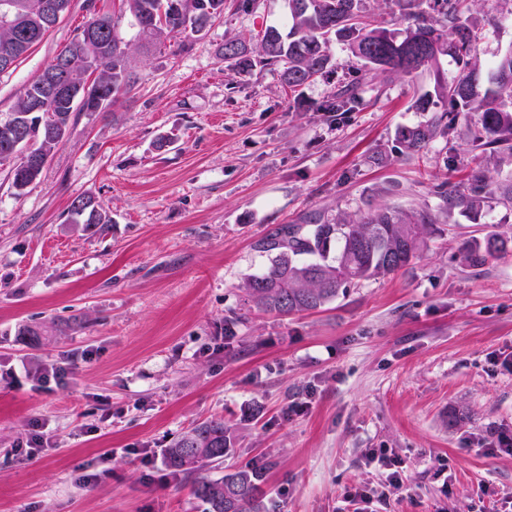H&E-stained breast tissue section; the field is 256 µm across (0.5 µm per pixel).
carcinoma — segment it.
<instances>
[{
    "instance_id": "cac0c4a2",
    "label": "carcinoma",
    "mask_w": 512,
    "mask_h": 512,
    "mask_svg": "<svg viewBox=\"0 0 512 512\" xmlns=\"http://www.w3.org/2000/svg\"><path fill=\"white\" fill-rule=\"evenodd\" d=\"M134 17L140 37L156 44L175 35L204 32L224 15V0H123ZM408 20L404 32L377 26L365 13L363 0H288L292 24L287 35L275 26L249 46L237 39L224 42V60L240 76L249 75L256 62L279 66L282 82L290 90L327 73L331 45L338 42L367 71L408 76L437 64L440 57H455L458 76L441 86L449 108L416 127H402L397 141L411 152L448 136V113L462 105L466 116L478 125L476 147L483 153L512 156V50L501 56L487 81L480 79L474 55L477 36L468 12L476 0H433L434 18L424 10L426 0H391ZM43 0H0V61L10 68L26 57L51 32L42 9ZM119 18L109 14L88 21L56 54L41 73L22 89L7 118L0 119V139L15 125L26 140L13 158L0 156L11 165L13 187L21 192L33 184L43 168L31 167L20 155L31 152L53 155L66 138L80 112H101L135 84L117 28ZM73 64V79L55 88L48 75L54 62ZM360 81L341 86L320 111L336 118L360 103ZM47 99L48 108L33 112L30 101ZM512 202V179L496 186L472 176L459 188L442 183L434 187L441 212H455L473 221L495 193ZM72 223L97 232L111 220L101 213L92 197L80 195L70 206ZM436 220L428 210L379 208L358 219L329 221L321 217L307 224H285L256 242L272 255L265 273L248 278L244 291L257 309L276 314L314 311L325 307L339 292L362 281L393 274L408 267L426 245L428 227ZM336 253L330 254L331 245ZM512 253V237L491 233L465 243L462 259L472 266ZM232 447V435L224 421L211 419L196 424L165 450L169 467L197 473L224 459ZM194 496L206 512H263L259 472L240 468L216 480L200 476Z\"/></svg>"
}]
</instances>
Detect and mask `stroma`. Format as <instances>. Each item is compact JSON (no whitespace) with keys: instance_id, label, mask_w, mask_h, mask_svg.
<instances>
[{"instance_id":"35a3bbf8","label":"stroma","mask_w":512,"mask_h":512,"mask_svg":"<svg viewBox=\"0 0 512 512\" xmlns=\"http://www.w3.org/2000/svg\"><path fill=\"white\" fill-rule=\"evenodd\" d=\"M238 4L157 46L123 15L136 88L79 113L23 193L0 165V512H204L163 450L210 419L234 443L205 476L257 468L265 512H348V493L381 486L368 460L380 448L398 457L403 486L384 488L377 512H512V453L497 447L512 442V254L460 262L463 242L512 235V203L491 199L474 222L439 213L433 193L476 172L504 180L512 163L477 155L462 116L427 149L397 151L399 128L447 108L440 87L459 73L449 56L385 77L336 43L326 75L298 92L270 67L238 76L224 42L289 24L287 0ZM119 5L72 0L0 75V116ZM470 17L489 68L512 49V0H479ZM363 74L361 105L328 121L320 104ZM163 136L171 147L155 150ZM80 195L110 217L104 233L71 223ZM380 207L436 213L412 265L316 312L250 307L243 283L269 266L258 240ZM62 363L65 384L39 382ZM33 420L44 446L29 459Z\"/></svg>"}]
</instances>
